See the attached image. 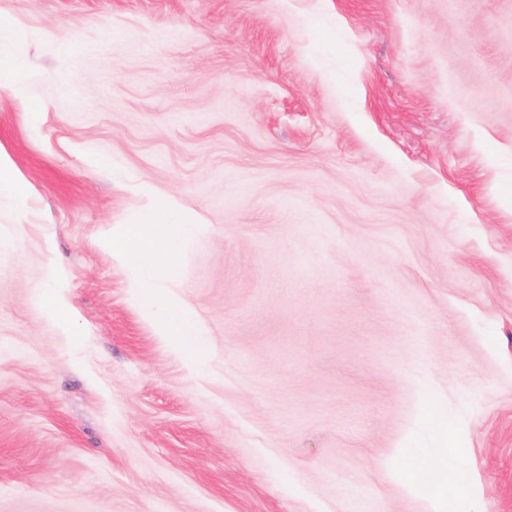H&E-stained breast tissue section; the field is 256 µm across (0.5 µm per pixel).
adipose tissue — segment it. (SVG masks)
Masks as SVG:
<instances>
[{
    "instance_id": "1",
    "label": "adipose tissue",
    "mask_w": 512,
    "mask_h": 512,
    "mask_svg": "<svg viewBox=\"0 0 512 512\" xmlns=\"http://www.w3.org/2000/svg\"><path fill=\"white\" fill-rule=\"evenodd\" d=\"M189 229V224L173 220L168 204L157 200L147 223L126 225L112 237L110 248L113 256L131 268L137 293L164 305L161 333L171 337L179 350L201 360L206 354L202 329L189 309L164 289L165 283L177 277L174 257L182 251Z\"/></svg>"
}]
</instances>
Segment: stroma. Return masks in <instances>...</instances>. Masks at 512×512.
Wrapping results in <instances>:
<instances>
[{
    "label": "stroma",
    "mask_w": 512,
    "mask_h": 512,
    "mask_svg": "<svg viewBox=\"0 0 512 512\" xmlns=\"http://www.w3.org/2000/svg\"><path fill=\"white\" fill-rule=\"evenodd\" d=\"M0 15V512H512V0ZM154 198L201 370L108 246ZM0 192H5L20 203H24L28 194L29 188L25 178L14 171L13 168L2 158L0 152Z\"/></svg>",
    "instance_id": "1"
}]
</instances>
